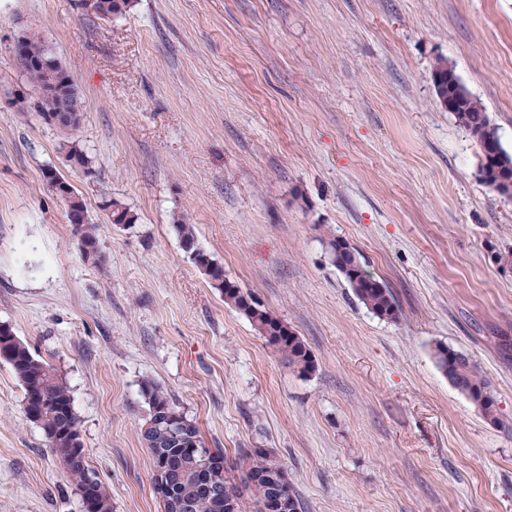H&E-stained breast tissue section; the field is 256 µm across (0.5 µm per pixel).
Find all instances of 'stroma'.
<instances>
[{"label": "stroma", "mask_w": 512, "mask_h": 512, "mask_svg": "<svg viewBox=\"0 0 512 512\" xmlns=\"http://www.w3.org/2000/svg\"><path fill=\"white\" fill-rule=\"evenodd\" d=\"M43 37L81 123L44 121L15 55ZM451 65L512 152V0H0V325L66 380L112 512H163L140 442L145 384L167 391L240 477L275 451L304 512H512V198L436 96ZM26 96V108L15 104ZM78 143L88 170L71 168ZM61 171L97 226L87 262ZM116 200L137 217L114 224ZM300 338L288 366L225 304L173 228ZM344 240L390 288L371 313L336 269ZM467 354L497 422L433 357ZM0 512H81L0 361Z\"/></svg>", "instance_id": "obj_1"}]
</instances>
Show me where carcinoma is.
Instances as JSON below:
<instances>
[{
  "mask_svg": "<svg viewBox=\"0 0 512 512\" xmlns=\"http://www.w3.org/2000/svg\"><path fill=\"white\" fill-rule=\"evenodd\" d=\"M132 3L133 0H96L94 12L102 19H110L125 13L132 7ZM22 40L24 54L18 59V63L37 95L36 106L39 114L50 117L55 112L68 110L75 114V119L68 128H78L81 120L80 98L72 79L57 58L51 55L40 37L27 33L22 35ZM448 71L450 67L444 61L438 62L433 68L437 97L453 101L450 112L454 114L458 124L479 144V171L482 181L503 195H511L512 154L503 148L498 132L481 103L471 96L460 78L448 80ZM65 200L68 214L77 218L72 227L80 251L99 253L97 228L89 222L82 197L71 188L67 190ZM105 209L108 210L109 220L113 224L136 222L135 215L117 201L106 202ZM174 227L183 247L193 254L196 266L209 278L212 287L224 295V303L243 314L267 344L283 356L288 366L301 373L314 371L315 362L305 343L270 311L252 307L248 302V293L238 284L227 280L224 277V268L197 248L193 225L179 219ZM329 245L336 268L344 275L357 299L378 317L396 318L397 308L391 292L372 273L365 270L350 246L341 244V240L336 238ZM2 352L7 354L4 362L10 365L23 389L24 412H29L35 405L40 408V416L33 424L42 430L56 458L61 461L71 454L80 457V463L70 467L68 475L76 488H81L93 468L87 462L80 441L72 442L60 436L63 430L78 428V418L67 382L54 366L36 358L28 345L7 325H0V353ZM433 356L448 382L474 402L486 418L497 422L495 400L489 383L477 365L466 354L446 345L435 346ZM144 397L150 407L156 404L165 406L171 419L189 422L187 415L162 388L149 385ZM140 439L149 449L155 468L165 458L177 461L186 456L185 450L179 448L164 425L140 434ZM283 468L285 465L273 451L257 448L241 478V484L237 485L231 482L228 475H223L224 501L197 498L195 512H243L246 494L253 497L255 512H266L270 495L269 476L274 470Z\"/></svg>",
  "mask_w": 512,
  "mask_h": 512,
  "instance_id": "1",
  "label": "carcinoma"
}]
</instances>
